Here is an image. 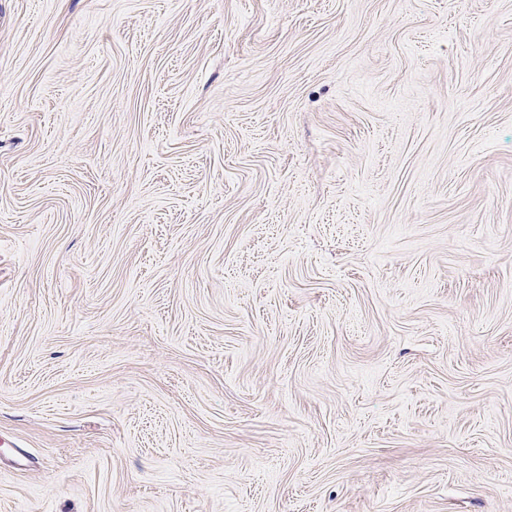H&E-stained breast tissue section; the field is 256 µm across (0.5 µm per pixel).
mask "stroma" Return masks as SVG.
<instances>
[{
    "instance_id": "1",
    "label": "stroma",
    "mask_w": 512,
    "mask_h": 512,
    "mask_svg": "<svg viewBox=\"0 0 512 512\" xmlns=\"http://www.w3.org/2000/svg\"><path fill=\"white\" fill-rule=\"evenodd\" d=\"M0 512H512V0H0Z\"/></svg>"
}]
</instances>
